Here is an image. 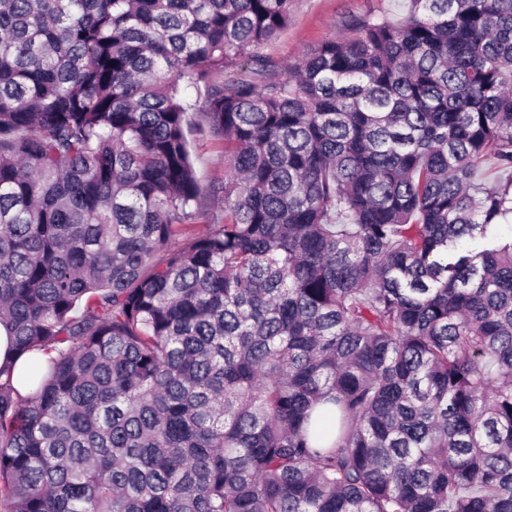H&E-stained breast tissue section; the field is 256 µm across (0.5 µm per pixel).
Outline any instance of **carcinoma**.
<instances>
[{
	"label": "carcinoma",
	"mask_w": 512,
	"mask_h": 512,
	"mask_svg": "<svg viewBox=\"0 0 512 512\" xmlns=\"http://www.w3.org/2000/svg\"><path fill=\"white\" fill-rule=\"evenodd\" d=\"M293 2L0 0V512H512V0ZM407 9V0H295L288 26L263 53L285 65L294 64L326 40L356 35L365 19L385 18L397 23ZM195 129L189 134L192 156L198 175L206 185L221 186L224 182V141L209 132L199 115H193ZM206 215L193 224L191 231L196 236H202L212 231L213 224L224 223V202L218 197H211L206 202Z\"/></svg>",
	"instance_id": "carcinoma-1"
}]
</instances>
